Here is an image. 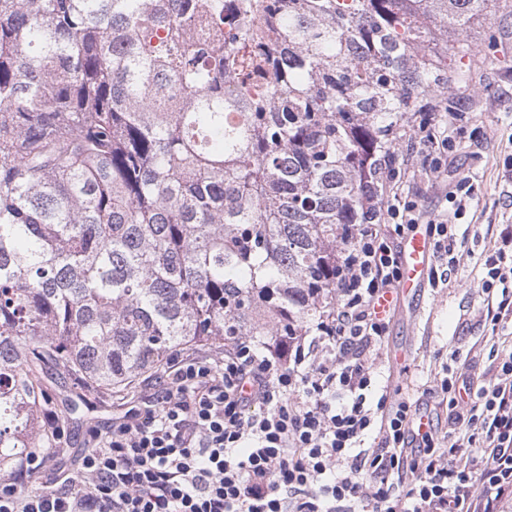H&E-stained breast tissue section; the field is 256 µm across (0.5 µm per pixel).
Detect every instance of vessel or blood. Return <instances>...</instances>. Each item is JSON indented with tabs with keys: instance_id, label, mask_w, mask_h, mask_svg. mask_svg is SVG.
<instances>
[{
	"instance_id": "vessel-or-blood-1",
	"label": "vessel or blood",
	"mask_w": 512,
	"mask_h": 512,
	"mask_svg": "<svg viewBox=\"0 0 512 512\" xmlns=\"http://www.w3.org/2000/svg\"><path fill=\"white\" fill-rule=\"evenodd\" d=\"M434 264L433 245L425 231L410 232L401 253V277L397 294H385L379 301V312L391 309L395 296H420Z\"/></svg>"
}]
</instances>
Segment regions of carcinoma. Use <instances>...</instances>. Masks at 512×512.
Here are the masks:
<instances>
[{
    "label": "carcinoma",
    "instance_id": "1",
    "mask_svg": "<svg viewBox=\"0 0 512 512\" xmlns=\"http://www.w3.org/2000/svg\"><path fill=\"white\" fill-rule=\"evenodd\" d=\"M512 0H0V479L45 370L124 393L171 354L302 336Z\"/></svg>",
    "mask_w": 512,
    "mask_h": 512
}]
</instances>
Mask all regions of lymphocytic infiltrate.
Returning a JSON list of instances; mask_svg holds the SVG:
<instances>
[{
  "mask_svg": "<svg viewBox=\"0 0 512 512\" xmlns=\"http://www.w3.org/2000/svg\"><path fill=\"white\" fill-rule=\"evenodd\" d=\"M457 113L414 128L409 158L382 163L389 195L375 222L357 227L336 269V302L309 335L226 342L220 359L174 354L151 397L122 421L92 428L75 473L52 476L54 452L34 451L31 488L0 483V512H498L512 491V344L498 376L443 377L441 393L463 444L436 425L420 430L407 398L377 387L374 363L388 319L376 305L400 280L401 240L420 219L394 177L428 179L456 148ZM469 178L449 191L452 212L428 220L439 265L457 260ZM512 226L481 264L491 331L512 324Z\"/></svg>",
  "mask_w": 512,
  "mask_h": 512,
  "instance_id": "obj_1",
  "label": "lymphocytic infiltrate"
}]
</instances>
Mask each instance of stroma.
I'll list each match as a JSON object with an SVG mask.
<instances>
[{
	"mask_svg": "<svg viewBox=\"0 0 512 512\" xmlns=\"http://www.w3.org/2000/svg\"><path fill=\"white\" fill-rule=\"evenodd\" d=\"M473 54L467 61L469 86L457 93L463 99V131L456 137L455 171L473 182V198L460 219L463 259L448 285L425 288L415 305L396 308L375 370L391 390L408 393L429 405L439 400L434 376L442 369L454 373L476 367L484 383L495 380L490 350L491 334L481 322L485 296L475 281L474 266L490 246L489 226L512 225V185L504 180V159L512 154V9L499 8L490 29L472 31ZM404 190L416 200L423 219L446 212L445 178L418 180ZM409 354L405 368L391 362L393 349ZM152 375L142 376L132 394L103 396L85 392L76 413L56 404L63 435L57 447L62 456L56 468H73L88 431L121 418L132 405L151 393Z\"/></svg>",
	"mask_w": 512,
	"mask_h": 512,
	"instance_id": "1",
	"label": "stroma"
}]
</instances>
